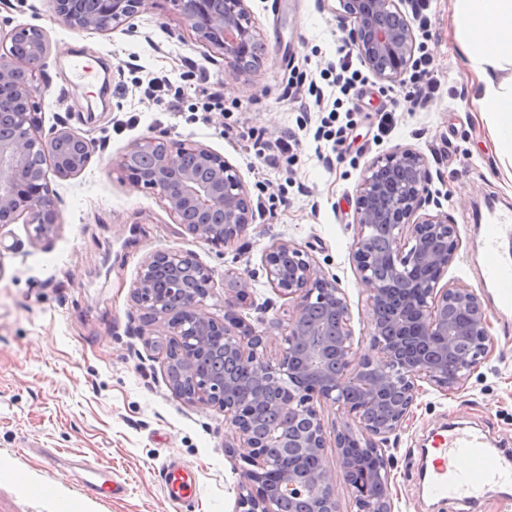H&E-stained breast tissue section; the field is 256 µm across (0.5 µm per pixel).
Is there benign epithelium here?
I'll list each match as a JSON object with an SVG mask.
<instances>
[{"label": "benign epithelium", "mask_w": 512, "mask_h": 512, "mask_svg": "<svg viewBox=\"0 0 512 512\" xmlns=\"http://www.w3.org/2000/svg\"><path fill=\"white\" fill-rule=\"evenodd\" d=\"M150 0H95L89 15L75 0H50L62 25L108 34L143 12ZM195 39L221 54L232 73L258 52L245 0H178ZM353 20L351 45L376 78L391 84L409 70L415 36L406 0H341ZM49 44L33 55L0 50V230L18 221L32 245L57 234L58 200L49 191L46 161L61 179L89 167L97 143L62 120L45 127L34 98L36 73ZM116 166L137 188L157 195L173 223L217 250L252 223L249 193L220 154L190 139L144 136ZM438 212L430 214L426 207ZM435 201L426 157L398 147L366 168L356 190L352 257L371 315L376 358H357L350 309L335 277L288 241L274 239L262 256L267 283L292 312L280 356H267V338L236 313L252 305L251 276L224 271L230 294L224 317L202 311L216 288L215 271L193 254L159 250L146 257L132 285L135 304L169 337L162 353L172 393L224 412L230 453L243 448L237 507L281 512L286 495L309 494L307 512H340L342 478L360 512H393L389 435L413 414L426 381L446 391L465 386L493 349L489 315L471 288L441 284L459 248L455 224ZM330 403L346 425L328 444L318 406ZM336 448L334 470L325 448Z\"/></svg>", "instance_id": "benign-epithelium-1"}]
</instances>
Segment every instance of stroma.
Instances as JSON below:
<instances>
[{
	"label": "stroma",
	"instance_id": "1",
	"mask_svg": "<svg viewBox=\"0 0 512 512\" xmlns=\"http://www.w3.org/2000/svg\"><path fill=\"white\" fill-rule=\"evenodd\" d=\"M455 0H431L426 41L440 83L422 109L399 108L378 133L394 84L369 77L352 109V148L324 167L288 83L292 68L317 69L349 48L353 22L339 0H246L260 59L231 74L222 55L197 44L176 0L148 9L112 33L59 24L49 0H0V26L34 25L50 54L37 76L36 101L45 125L65 121L98 143L79 177H50L61 228L46 247L26 243L24 224L0 231V512H236L239 457L226 443L223 412L176 397L158 355L167 337L151 334L131 297L141 262L157 250L190 252L223 277L233 268L254 276L253 304L240 315L270 338L269 358L288 324L290 307L261 275L272 239L296 245L344 289L354 343L371 355L370 310L352 259L356 189L365 169L399 146L422 152L431 189L455 224L459 250L443 276L476 291L489 312L494 351L463 390L422 384L413 415L390 435L385 458L395 512H512V490L488 489L476 507L433 497L424 480L425 450L436 432L482 433L491 448H512V307L483 284L476 248L480 212L512 210V175L493 152L479 83L468 70L453 27ZM97 57L111 85L109 100L77 93L70 53ZM166 77L185 99L146 96L147 82ZM206 83L224 102L202 121L196 88ZM297 131L295 157L265 165L257 147ZM159 132L189 137L219 153L239 172L255 207L246 236L224 251L173 224L158 198L128 183L115 162L138 138ZM195 474L193 501L171 500L160 477L170 462ZM111 470L116 494L88 492L89 467Z\"/></svg>",
	"mask_w": 512,
	"mask_h": 512
}]
</instances>
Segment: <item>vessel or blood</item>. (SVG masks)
<instances>
[{
  "label": "vessel or blood",
  "mask_w": 512,
  "mask_h": 512,
  "mask_svg": "<svg viewBox=\"0 0 512 512\" xmlns=\"http://www.w3.org/2000/svg\"><path fill=\"white\" fill-rule=\"evenodd\" d=\"M512 238V214L490 213L482 246L487 257L486 272L504 301L512 302V257L502 250ZM432 464L425 478L431 495L452 497L467 504L476 503L491 485L512 486V467L497 462L479 434L452 430L436 435L432 443ZM468 459L467 469H460L459 459ZM164 482L171 496L179 500L192 495V479L177 466L167 467Z\"/></svg>",
  "instance_id": "obj_1"
}]
</instances>
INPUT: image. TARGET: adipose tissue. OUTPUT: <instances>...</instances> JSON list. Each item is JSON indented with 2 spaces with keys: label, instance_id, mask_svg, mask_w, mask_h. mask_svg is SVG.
Listing matches in <instances>:
<instances>
[{
  "label": "adipose tissue",
  "instance_id": "ef3b65f1",
  "mask_svg": "<svg viewBox=\"0 0 512 512\" xmlns=\"http://www.w3.org/2000/svg\"><path fill=\"white\" fill-rule=\"evenodd\" d=\"M454 23L495 151L512 161V0H456Z\"/></svg>",
  "mask_w": 512,
  "mask_h": 512
}]
</instances>
